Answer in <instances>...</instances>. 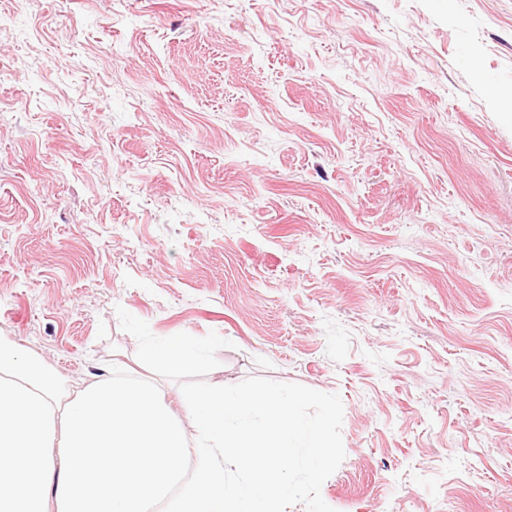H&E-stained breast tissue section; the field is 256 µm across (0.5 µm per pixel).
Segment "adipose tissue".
Here are the masks:
<instances>
[{
  "label": "adipose tissue",
  "mask_w": 512,
  "mask_h": 512,
  "mask_svg": "<svg viewBox=\"0 0 512 512\" xmlns=\"http://www.w3.org/2000/svg\"><path fill=\"white\" fill-rule=\"evenodd\" d=\"M144 354L172 370L206 357L189 336ZM297 404L212 386L175 408L111 367L72 390L0 336V512H282L292 472L316 473L334 452L326 419L303 420Z\"/></svg>",
  "instance_id": "ef3b65f1"
}]
</instances>
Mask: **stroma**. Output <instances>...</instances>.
<instances>
[{"label":"stroma","instance_id":"obj_1","mask_svg":"<svg viewBox=\"0 0 512 512\" xmlns=\"http://www.w3.org/2000/svg\"><path fill=\"white\" fill-rule=\"evenodd\" d=\"M508 89L512 0H0V336L307 395L284 512H512ZM145 356L165 368L178 370L202 362L206 354L199 349L191 336L163 343H151L144 350Z\"/></svg>","mask_w":512,"mask_h":512}]
</instances>
